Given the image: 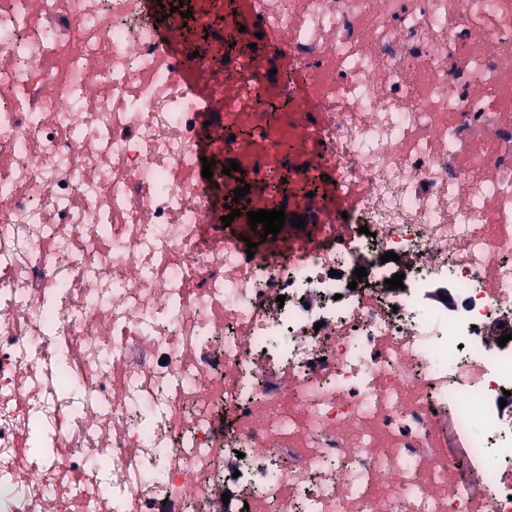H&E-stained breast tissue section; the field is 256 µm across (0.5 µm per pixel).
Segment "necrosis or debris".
<instances>
[{
    "label": "necrosis or debris",
    "instance_id": "necrosis-or-debris-1",
    "mask_svg": "<svg viewBox=\"0 0 512 512\" xmlns=\"http://www.w3.org/2000/svg\"><path fill=\"white\" fill-rule=\"evenodd\" d=\"M178 4L0 0V512H512V0Z\"/></svg>",
    "mask_w": 512,
    "mask_h": 512
}]
</instances>
